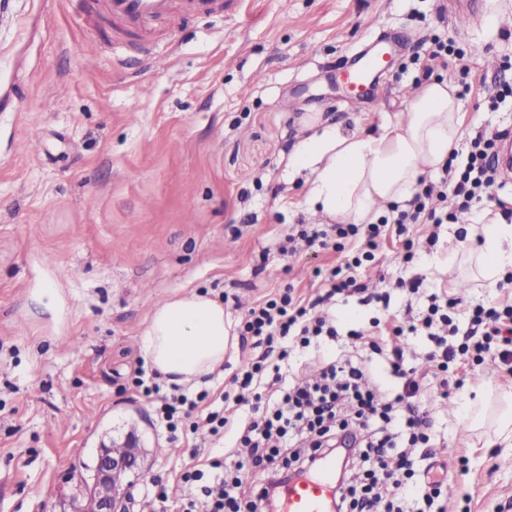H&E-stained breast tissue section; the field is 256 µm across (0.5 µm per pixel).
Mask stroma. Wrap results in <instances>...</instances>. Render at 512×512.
<instances>
[{
	"mask_svg": "<svg viewBox=\"0 0 512 512\" xmlns=\"http://www.w3.org/2000/svg\"><path fill=\"white\" fill-rule=\"evenodd\" d=\"M442 3L215 0L158 22L172 45L162 56L117 34L104 0H10L0 11V512H68L101 443L133 428L148 451L147 481L167 485L170 499L154 502L138 484L130 512H178L182 473L213 478L211 463L232 440L171 439L128 388L155 305L209 291L225 297L236 324L282 288L311 302L345 265L388 305L336 296L337 338L293 348L291 368L352 350L353 330L404 346L432 420L414 466L434 454L431 479L456 484L439 506L501 512L512 503V446H484L464 413L478 390L511 395L512 372L461 360L443 380L424 358L427 336L392 332L448 296L458 301L456 345L475 307L512 305V284L476 271L483 237L468 235L471 216L412 224L403 238L388 230L373 260L354 268V237L338 251H285L288 236L315 221L302 210L303 178L288 177L307 115L372 133L431 75L461 92L460 156L478 132H512V102L488 109L512 83V0H482L474 16L448 15ZM380 28L405 48L361 106L338 74ZM438 40L462 49L463 61L432 57Z\"/></svg>",
	"mask_w": 512,
	"mask_h": 512,
	"instance_id": "35a3bbf8",
	"label": "stroma"
}]
</instances>
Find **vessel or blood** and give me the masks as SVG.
<instances>
[{
    "label": "vessel or blood",
    "mask_w": 512,
    "mask_h": 512,
    "mask_svg": "<svg viewBox=\"0 0 512 512\" xmlns=\"http://www.w3.org/2000/svg\"><path fill=\"white\" fill-rule=\"evenodd\" d=\"M201 0H105V9L120 33L135 32L153 42L156 54H164L166 44L157 42L154 24L166 18H176L195 11ZM390 43L377 42L356 52L342 79L354 91L357 102H366L370 90L386 72V57L392 54ZM336 464L327 462L311 477L292 479L281 492L280 512H332L331 500L336 491Z\"/></svg>",
    "instance_id": "1"
}]
</instances>
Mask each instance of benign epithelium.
<instances>
[{"label": "benign epithelium", "mask_w": 512, "mask_h": 512, "mask_svg": "<svg viewBox=\"0 0 512 512\" xmlns=\"http://www.w3.org/2000/svg\"><path fill=\"white\" fill-rule=\"evenodd\" d=\"M124 445L126 451L122 454L112 453L110 446L106 444L98 449L93 483L89 491L95 499L96 512H126L123 501L127 495L120 489V484L113 482L114 474L124 473L138 480L144 479L146 469L143 449L139 448L135 434H127Z\"/></svg>", "instance_id": "obj_1"}]
</instances>
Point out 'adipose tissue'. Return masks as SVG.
<instances>
[{"mask_svg":"<svg viewBox=\"0 0 512 512\" xmlns=\"http://www.w3.org/2000/svg\"><path fill=\"white\" fill-rule=\"evenodd\" d=\"M308 136L293 149V172H306L305 213L340 223L372 224L385 207L410 201L422 175L443 169L460 141L462 116L452 86L432 80L406 99L405 116L378 134L343 132L305 119ZM482 227L477 262L487 279L512 267V224L473 216ZM231 322L208 292L175 294L154 307L140 350L169 385L201 382L224 363Z\"/></svg>","mask_w":512,"mask_h":512,"instance_id":"adipose-tissue-1","label":"adipose tissue"}]
</instances>
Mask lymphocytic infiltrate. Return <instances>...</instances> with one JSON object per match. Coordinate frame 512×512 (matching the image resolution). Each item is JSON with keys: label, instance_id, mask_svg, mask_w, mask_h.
Returning <instances> with one entry per match:
<instances>
[{"label": "lymphocytic infiltrate", "instance_id": "obj_1", "mask_svg": "<svg viewBox=\"0 0 512 512\" xmlns=\"http://www.w3.org/2000/svg\"><path fill=\"white\" fill-rule=\"evenodd\" d=\"M494 133H478L471 142L465 162L447 165L440 183L415 193L408 209L399 211L395 222L399 233L411 224H445L458 213L471 209L474 202L490 196L500 175L495 165ZM454 200L453 209L432 207V198ZM382 232L378 224H334L330 229L316 227L300 231V240L356 237L362 256H371ZM456 299L446 304H431L421 329L433 347L428 359L435 370L447 371L458 360L483 362L497 354L502 362H512V306L501 309L477 307L471 315L472 327L464 342L449 346L435 333L436 325H452L449 314ZM240 341H255L264 346L258 360L247 363L233 383L235 404H250L248 419L233 422L223 409H203L207 392L190 396L179 386L163 391L156 371L137 363L129 379L144 397L157 401V423L167 431L177 430L192 436L221 437L226 430L236 432L239 459L227 464L213 461L217 474L203 484L199 470L185 471L184 487H201L202 497L187 495L181 512H274L283 485L293 476L312 470L328 455L336 440H343L351 452L352 474L340 480L336 512H404L403 502L415 475L410 459L415 446L426 443L427 415L404 406L405 398L419 396L420 386L408 381L404 395L389 397L375 383L372 372L359 357L325 358L320 376L308 380L287 377L281 365L287 362L289 339L310 344L312 337L335 335L326 315H310L291 292L270 298L249 310L238 329ZM268 473L265 483H250L245 462Z\"/></svg>", "mask_w": 512, "mask_h": 512}]
</instances>
